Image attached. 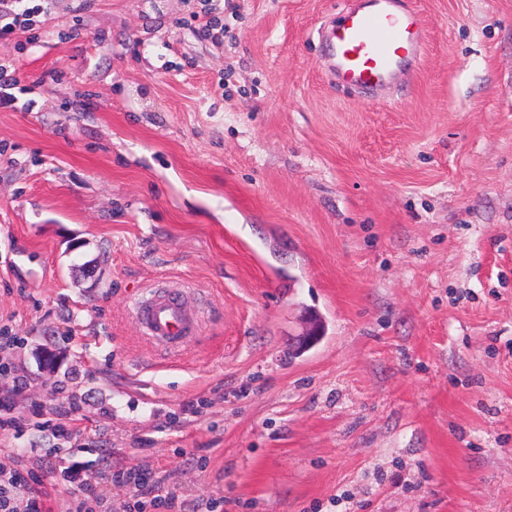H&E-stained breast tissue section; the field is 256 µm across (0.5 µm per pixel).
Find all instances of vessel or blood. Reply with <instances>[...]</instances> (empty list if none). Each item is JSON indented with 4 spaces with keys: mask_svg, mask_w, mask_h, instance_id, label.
Masks as SVG:
<instances>
[{
    "mask_svg": "<svg viewBox=\"0 0 512 512\" xmlns=\"http://www.w3.org/2000/svg\"><path fill=\"white\" fill-rule=\"evenodd\" d=\"M325 36L333 78L374 90L404 71L408 58L421 49L425 30L419 12L405 8L403 0H352ZM184 293L180 283L161 282L133 303L143 336L167 354L179 352L200 331V314Z\"/></svg>",
    "mask_w": 512,
    "mask_h": 512,
    "instance_id": "1",
    "label": "vessel or blood"
}]
</instances>
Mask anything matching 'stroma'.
<instances>
[{"mask_svg": "<svg viewBox=\"0 0 512 512\" xmlns=\"http://www.w3.org/2000/svg\"><path fill=\"white\" fill-rule=\"evenodd\" d=\"M345 3L224 0L218 44L197 0H54L0 40L35 102L0 108V392L43 407L0 452L132 474L90 512L138 475L186 512H512V0H411L374 92L325 65ZM166 279L202 295L171 356L130 313Z\"/></svg>", "mask_w": 512, "mask_h": 512, "instance_id": "1", "label": "stroma"}]
</instances>
